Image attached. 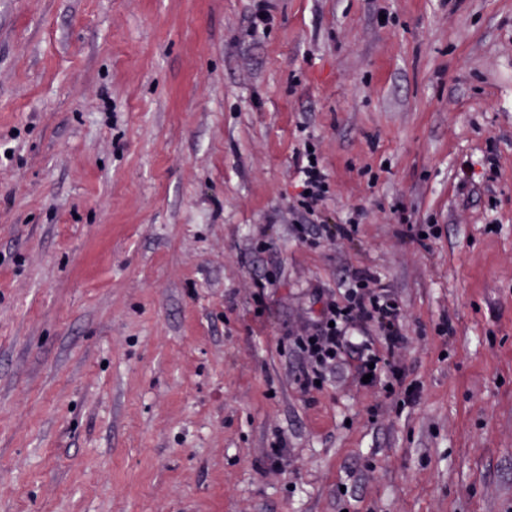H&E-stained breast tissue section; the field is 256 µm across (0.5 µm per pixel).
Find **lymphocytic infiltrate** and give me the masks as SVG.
Returning <instances> with one entry per match:
<instances>
[{"label":"lymphocytic infiltrate","mask_w":512,"mask_h":512,"mask_svg":"<svg viewBox=\"0 0 512 512\" xmlns=\"http://www.w3.org/2000/svg\"><path fill=\"white\" fill-rule=\"evenodd\" d=\"M314 155L309 146L298 155L297 172L304 192L298 197L297 210L304 218L316 212L328 192L327 176ZM400 317V301L381 278L365 268L353 270L342 301H325L319 319L293 338L302 359L298 378L302 389L313 388L336 373L350 354L357 357L356 378L385 375L401 381V372L391 360L404 341ZM370 322L379 327L386 355L373 351L371 341L362 335Z\"/></svg>","instance_id":"obj_1"}]
</instances>
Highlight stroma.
Here are the masks:
<instances>
[{"label": "stroma", "mask_w": 512, "mask_h": 512, "mask_svg": "<svg viewBox=\"0 0 512 512\" xmlns=\"http://www.w3.org/2000/svg\"><path fill=\"white\" fill-rule=\"evenodd\" d=\"M272 4L0 0V512H512V0ZM364 267L413 402L297 381ZM314 157V161H311ZM297 172L300 175L302 191L298 196V206L295 207L303 218L313 215L328 193L327 175L320 163L319 157L310 145H305L304 152L297 155ZM309 194L305 195V191Z\"/></svg>", "instance_id": "obj_1"}]
</instances>
